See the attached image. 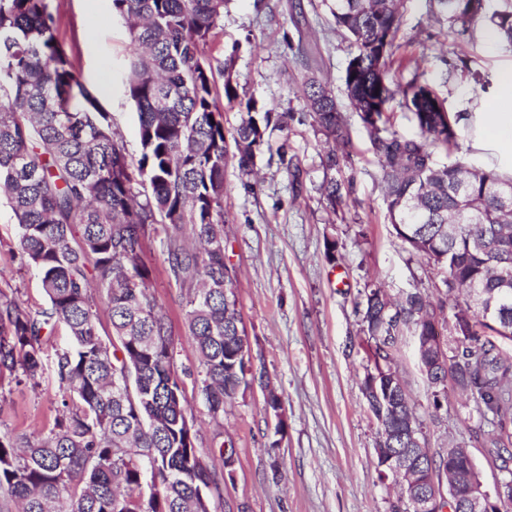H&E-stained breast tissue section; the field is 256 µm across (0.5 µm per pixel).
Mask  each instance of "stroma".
<instances>
[{
  "instance_id": "1",
  "label": "stroma",
  "mask_w": 512,
  "mask_h": 512,
  "mask_svg": "<svg viewBox=\"0 0 512 512\" xmlns=\"http://www.w3.org/2000/svg\"><path fill=\"white\" fill-rule=\"evenodd\" d=\"M57 35L80 68L87 86L106 83L99 100L131 158L141 145L134 103L125 88L132 48L125 22L112 12V0H54ZM399 37L409 68L401 80L420 71L449 112L461 114L469 131L461 143L467 160L478 165L512 166V152L488 133L486 112L512 87L502 75L512 69V49L487 36L486 28L460 36L446 16L433 14L430 0H408ZM305 47L311 66L296 57ZM236 52L243 98L274 112H291V151L304 171L294 192L279 165L278 139L257 154L253 171L243 175L236 162L224 170V261L237 275V308L251 356L281 401L269 409L260 384L240 391L213 421L198 394L200 366L184 324L187 291L167 273L159 239H146L143 260L150 284L174 329V368L190 403L196 448L215 470H222L220 448L233 450L236 478L224 487L215 512H389L393 489L378 479L379 427L367 409L362 383L368 343L354 309L367 280L390 294L408 288L433 291L439 277L432 265L410 255L387 219V204L370 139L351 115L353 148L342 166L354 176V192L341 215L331 213L319 187L325 171V145L311 125L301 97L306 74H314L346 102L344 73L348 48L331 25L324 0H229L222 27L211 45L216 58ZM336 242L328 260L326 239ZM0 291L33 311L47 305L34 270L22 264L13 213L0 199ZM70 342L57 328L44 346L45 371L38 384L0 379V432L19 435L52 426L61 404L54 380L56 351ZM435 455L448 446L469 449L487 485L503 474L488 462L478 433L488 423L472 412L457 392L434 407L432 391L418 367L413 337H403L394 358Z\"/></svg>"
}]
</instances>
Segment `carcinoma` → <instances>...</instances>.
<instances>
[{"mask_svg":"<svg viewBox=\"0 0 512 512\" xmlns=\"http://www.w3.org/2000/svg\"><path fill=\"white\" fill-rule=\"evenodd\" d=\"M53 0H0V196L13 212L22 259L38 275L48 306L32 312L0 297V374L20 373L38 384L42 340L64 326L72 346L57 354L62 392L52 427L0 436V512H200L203 500L223 497L218 473L195 454L189 402L173 364L171 323L157 309L142 254L150 234L162 236L169 272L188 288L185 324L199 355V392L215 421L244 377L237 307L224 289L236 288L224 263V169L244 174L271 132L288 131L293 116L252 101L238 102L234 55L211 54L228 0H112L135 46L126 89L138 111L141 155L129 158L122 137L84 82L56 34ZM405 0H328L336 31L350 44L344 85L355 112L375 108L362 122L385 189L389 222L408 252L442 274L432 301L411 288L384 309L367 283L356 302L361 331L387 334L385 319L402 329L374 345L375 360L393 361L401 337L422 336L437 313L470 311V291L499 294L512 280V173L473 166L440 152L461 149V116L419 73L392 75ZM462 33L488 24L512 46V0L504 8L470 12L463 0H434ZM302 95L312 127L326 145L325 168L341 166L352 146L347 113L334 93L309 77ZM239 103V124L224 127L223 104ZM411 112L412 137L391 130L392 106ZM296 191L303 169L278 147ZM354 178L321 186L334 214L350 197ZM507 315L472 313L460 346L449 354L452 388L476 413L492 415L484 433L492 462L512 464V287L501 296ZM118 343L98 333L100 305ZM134 394H129L127 377ZM399 431L410 407L407 392L391 389ZM467 455L453 461L420 454L426 470L453 473L464 486Z\"/></svg>","mask_w":512,"mask_h":512,"instance_id":"cac0c4a2","label":"carcinoma"}]
</instances>
